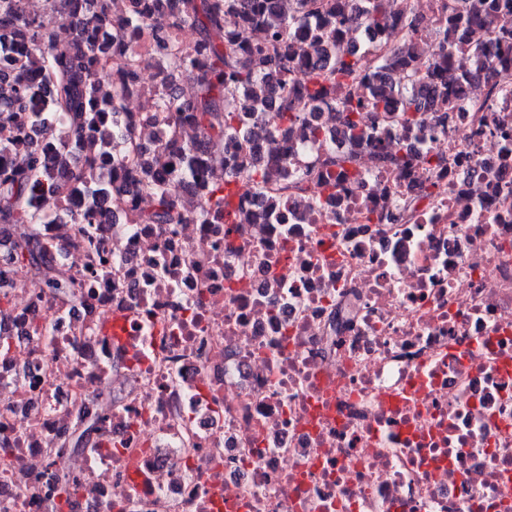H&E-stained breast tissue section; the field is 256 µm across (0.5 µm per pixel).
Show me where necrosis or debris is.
<instances>
[{"mask_svg": "<svg viewBox=\"0 0 512 512\" xmlns=\"http://www.w3.org/2000/svg\"><path fill=\"white\" fill-rule=\"evenodd\" d=\"M395 3L416 32L372 42L423 54L464 5ZM508 33L512 4L455 49L451 111L387 127L406 168L365 149L323 190L309 171L348 151L324 108L327 139L291 158L302 191L274 212L242 183L232 238L187 181L181 224L129 223L124 191L96 224L56 205L37 229L81 289L63 306L0 239V512H49L41 475L80 414L101 443L68 512H512V81L471 52Z\"/></svg>", "mask_w": 512, "mask_h": 512, "instance_id": "1", "label": "necrosis or debris"}]
</instances>
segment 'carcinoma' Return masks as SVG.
<instances>
[{"label": "carcinoma", "mask_w": 512, "mask_h": 512, "mask_svg": "<svg viewBox=\"0 0 512 512\" xmlns=\"http://www.w3.org/2000/svg\"><path fill=\"white\" fill-rule=\"evenodd\" d=\"M387 0H368L357 11L355 0H297L293 15L278 13L273 0H48L50 12L24 14L15 0H0V114L11 124L0 127V153L11 162L0 167V234L19 225L38 224L40 197H53L73 206L72 192L84 188L94 196L112 198L124 182L139 186L144 205L128 209L134 224H181L187 220L175 183L197 178L202 208L197 220L231 206L238 192L232 186L244 178L254 187L273 189L277 206L288 205V157L294 151L292 134L301 127L306 137L319 141L325 129L308 120L332 97L338 84H361L365 96L337 104L344 134L354 146L377 142L380 125L395 123L405 130L417 126L429 112L450 109L448 65L455 40L445 39L432 58L405 56L394 47L374 45L365 57L340 51L339 35L345 25L380 29L386 25L407 32L419 19L406 10L393 20L386 15ZM500 0H481L478 6L448 19L445 34L477 25ZM62 23L71 38L61 44L56 25ZM196 37L186 43L183 32ZM147 34L153 48L157 84L148 88L134 63L136 43L118 44L113 33ZM322 47L323 60L308 63V45ZM407 80L403 87L388 79L393 70ZM429 82L423 95L415 85ZM193 85L191 95H174L180 82ZM130 97L146 101L143 118L165 130V141L143 150L133 143L132 124L125 117ZM271 114L278 137L271 158L254 167L239 158L224 161V182L204 177L210 155L171 138L187 126L216 151L228 137L245 138L252 122ZM58 121L66 136L43 142L31 137L35 126ZM130 144L131 160L110 161ZM92 152L84 168L74 164V149ZM411 148L384 152L380 160L402 167ZM12 260L40 279L54 298L68 304L80 297L74 278L55 258L53 249L35 231L12 241ZM80 448L76 468L60 471L47 463L42 479L52 512H62L83 481Z\"/></svg>", "instance_id": "cac0c4a2"}]
</instances>
